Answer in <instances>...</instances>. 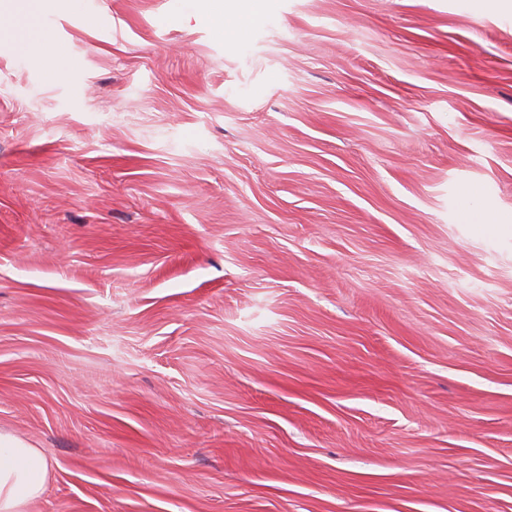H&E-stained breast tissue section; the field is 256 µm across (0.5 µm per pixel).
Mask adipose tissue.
<instances>
[{"label": "adipose tissue", "instance_id": "obj_1", "mask_svg": "<svg viewBox=\"0 0 512 512\" xmlns=\"http://www.w3.org/2000/svg\"><path fill=\"white\" fill-rule=\"evenodd\" d=\"M48 466L41 452L0 430V512H25L44 489Z\"/></svg>", "mask_w": 512, "mask_h": 512}]
</instances>
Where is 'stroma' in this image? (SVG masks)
Wrapping results in <instances>:
<instances>
[{"label":"stroma","instance_id":"stroma-1","mask_svg":"<svg viewBox=\"0 0 512 512\" xmlns=\"http://www.w3.org/2000/svg\"><path fill=\"white\" fill-rule=\"evenodd\" d=\"M0 0V428L27 512H512V10ZM210 2L208 19L214 35L220 39H224V36L233 37L241 30L246 15L234 6H226L223 0ZM27 51L41 61L51 62L60 55L51 35L41 28H34L27 43ZM47 475V462L38 448L0 430V512H25L42 495Z\"/></svg>","mask_w":512,"mask_h":512}]
</instances>
